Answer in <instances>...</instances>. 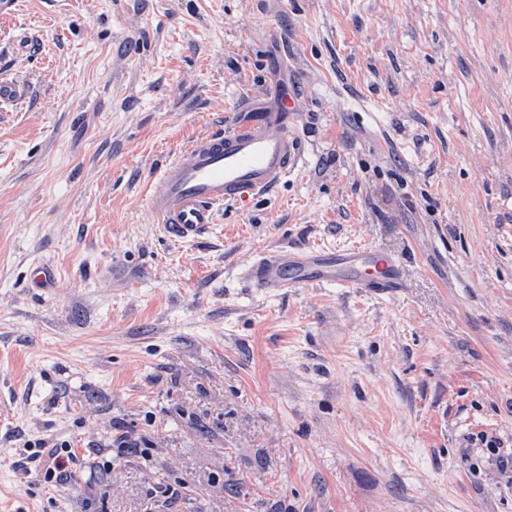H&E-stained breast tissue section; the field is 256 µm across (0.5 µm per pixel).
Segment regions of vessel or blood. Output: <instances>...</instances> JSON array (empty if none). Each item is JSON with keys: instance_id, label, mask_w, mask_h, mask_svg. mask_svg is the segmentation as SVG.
Segmentation results:
<instances>
[{"instance_id": "1", "label": "vessel or blood", "mask_w": 512, "mask_h": 512, "mask_svg": "<svg viewBox=\"0 0 512 512\" xmlns=\"http://www.w3.org/2000/svg\"><path fill=\"white\" fill-rule=\"evenodd\" d=\"M25 95L22 84L0 80L1 109ZM296 112L286 92L243 101L227 129L195 137L162 166L148 195L150 215L167 235L194 242L215 224L219 206L277 188L301 159ZM240 276L268 294L314 284L382 293L402 286L400 260L360 247L262 251Z\"/></svg>"}]
</instances>
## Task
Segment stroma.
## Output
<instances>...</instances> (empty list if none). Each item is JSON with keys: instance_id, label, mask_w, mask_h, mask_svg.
Wrapping results in <instances>:
<instances>
[{"instance_id": "stroma-1", "label": "stroma", "mask_w": 512, "mask_h": 512, "mask_svg": "<svg viewBox=\"0 0 512 512\" xmlns=\"http://www.w3.org/2000/svg\"><path fill=\"white\" fill-rule=\"evenodd\" d=\"M1 78L0 512H78L15 450L116 422L156 460L107 512L173 475L167 512H512L477 439L512 453V0H17ZM283 86L298 166L167 237L160 165ZM287 246L390 254L402 286L240 279ZM26 95L24 86L10 80H0V108H10L21 102Z\"/></svg>"}]
</instances>
